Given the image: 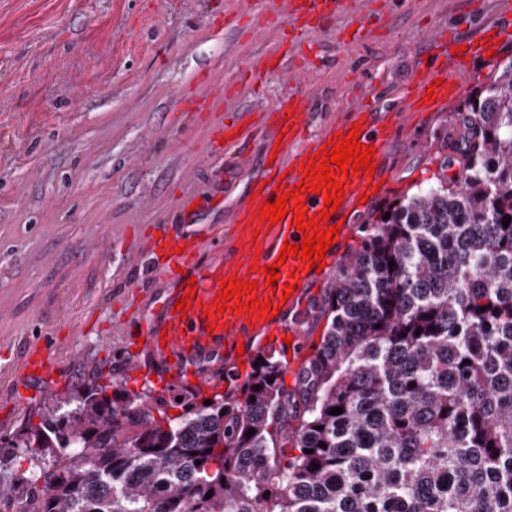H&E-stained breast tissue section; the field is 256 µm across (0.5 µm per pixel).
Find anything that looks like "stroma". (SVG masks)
<instances>
[{"label": "stroma", "instance_id": "stroma-1", "mask_svg": "<svg viewBox=\"0 0 512 512\" xmlns=\"http://www.w3.org/2000/svg\"><path fill=\"white\" fill-rule=\"evenodd\" d=\"M252 0H0V439L38 423L45 405L81 389L142 392L129 364H149L130 337L151 317L167 282L151 274L149 242L191 193L231 184L200 225L232 238V207L260 170L269 130L254 123L245 154L211 133L241 114L260 115L285 94L308 104L313 126L337 120L362 96L360 74L378 75L387 108L401 93L426 35L468 39L509 33L503 0H366V31L351 40L352 13L259 18ZM304 73L269 74L276 47ZM462 96L395 128L390 183L359 216L438 185L449 171L448 134L461 99L488 83L472 59ZM47 342L53 374L18 386L29 347Z\"/></svg>", "mask_w": 512, "mask_h": 512}]
</instances>
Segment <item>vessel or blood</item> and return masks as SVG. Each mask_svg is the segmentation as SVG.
Here are the masks:
<instances>
[{
	"mask_svg": "<svg viewBox=\"0 0 512 512\" xmlns=\"http://www.w3.org/2000/svg\"><path fill=\"white\" fill-rule=\"evenodd\" d=\"M348 0H298L299 12L310 16L333 15L344 11ZM455 38L452 32L438 29L431 31L425 44L427 48H445V61L437 66L416 70L412 81L405 87L403 95L412 112H435L453 101L470 76L468 56H486L496 49L493 38L480 36L471 39L463 53H455ZM434 93L435 101H427V93ZM400 116L391 111H376L374 104L362 102L352 108L349 115L313 129L310 114L301 102L288 97L277 101L262 114V122L273 134L282 138L280 150L272 164L262 165L246 187L242 202L233 207V221L238 230L231 241L216 240L219 258L207 265H197L196 260L204 241L200 230L178 226L161 229L158 237L152 238L150 252L158 257L156 273L164 276L171 287L158 303L157 316L140 329L143 346L151 356L145 367L146 375L163 376L167 381L208 386L210 371H220L225 387H232L243 377L242 358L252 357L269 338L286 336L292 343L286 349V369L291 378L283 396L288 401L290 419H297L306 403V389L310 369L315 357L311 340L305 330L321 308L315 298L318 283L315 271L294 258L279 261L278 254L283 243L299 244L301 232L293 225L292 217H285L276 225H268L261 219L258 210L263 202L274 201L276 188H297L303 178L300 164L309 162L315 153L337 134H348L352 124H360L358 141L364 146H374L373 164L382 168L387 145ZM379 173L368 177L364 173L351 175L343 186V200L330 224L340 225L341 230L334 244L324 256L331 263L345 255V244L356 227L364 205L361 192L372 191L382 184ZM279 263L281 275H294L297 286L290 298L281 292H268L266 277L261 268ZM255 281L258 299H270L280 311L275 317H264L251 321L249 315H233L223 312L217 315V329H210L204 317L205 309L215 303L222 281L229 278ZM195 285L196 295L187 312H178L176 300L182 299L188 285ZM243 348V355H236V348ZM51 369V354L47 347L30 349L19 372L22 376H47Z\"/></svg>",
	"mask_w": 512,
	"mask_h": 512,
	"instance_id": "1",
	"label": "vessel or blood"
}]
</instances>
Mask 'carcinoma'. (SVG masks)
<instances>
[{"instance_id": "cac0c4a2", "label": "carcinoma", "mask_w": 512, "mask_h": 512, "mask_svg": "<svg viewBox=\"0 0 512 512\" xmlns=\"http://www.w3.org/2000/svg\"><path fill=\"white\" fill-rule=\"evenodd\" d=\"M463 110L448 183L361 225L284 442L272 354L172 418L88 389L0 449V512H512V60Z\"/></svg>"}]
</instances>
